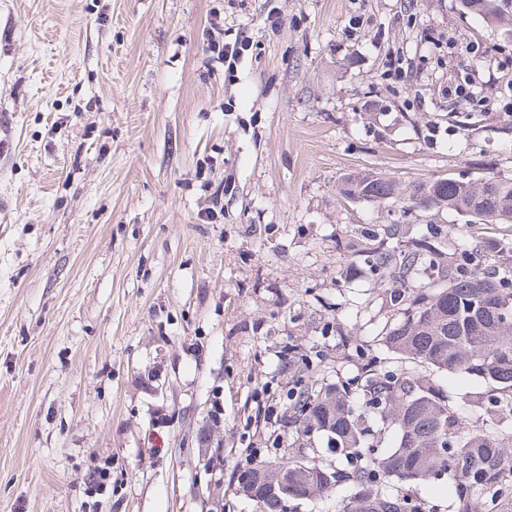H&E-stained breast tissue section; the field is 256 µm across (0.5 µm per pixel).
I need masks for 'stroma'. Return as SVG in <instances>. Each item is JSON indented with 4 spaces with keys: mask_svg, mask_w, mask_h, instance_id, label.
I'll list each match as a JSON object with an SVG mask.
<instances>
[{
    "mask_svg": "<svg viewBox=\"0 0 512 512\" xmlns=\"http://www.w3.org/2000/svg\"><path fill=\"white\" fill-rule=\"evenodd\" d=\"M207 30L257 49L207 67ZM365 172L512 179V32L459 0H0V512H254L240 469L349 468L286 402L402 365L369 233L451 225L512 280V224L344 198Z\"/></svg>",
    "mask_w": 512,
    "mask_h": 512,
    "instance_id": "1",
    "label": "stroma"
}]
</instances>
